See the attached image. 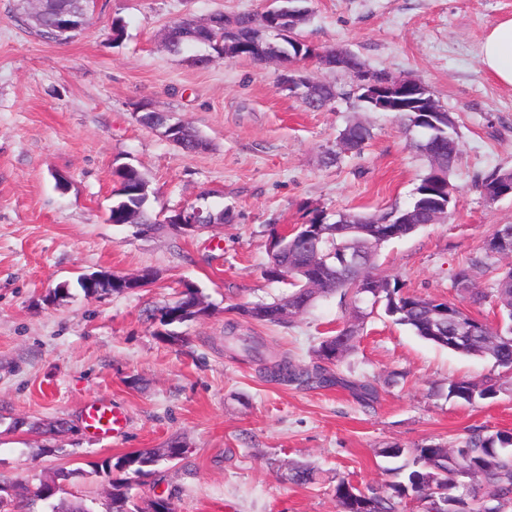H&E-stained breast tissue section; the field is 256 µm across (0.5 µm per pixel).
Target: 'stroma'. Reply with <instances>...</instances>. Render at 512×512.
<instances>
[{
	"label": "stroma",
	"mask_w": 512,
	"mask_h": 512,
	"mask_svg": "<svg viewBox=\"0 0 512 512\" xmlns=\"http://www.w3.org/2000/svg\"><path fill=\"white\" fill-rule=\"evenodd\" d=\"M267 0H96L91 26L54 42L37 35L19 0H0V480L34 484L74 471L65 497L104 502L109 485L93 469L102 459L175 439L185 453L131 490L140 506L172 496L177 512H336L333 488L392 482L380 448L451 445L472 429H512V371L486 358L436 347L369 317L360 343L337 368L368 381L376 399L342 387L306 390L264 380L224 336L228 324L262 337L309 366L324 333L347 317L338 297L319 300L283 326H260L235 312L286 290L268 281L270 228H290L323 213H372L412 203L425 161L391 112L356 99L308 110L278 83L273 62L213 58L198 45L168 50L175 22L214 13L262 10ZM300 35L318 49L342 48L368 68L420 80L457 120V206L379 252V274L404 291L457 300L456 268L479 256L490 233L512 224V198L488 201L478 177L512 169V87L479 65L494 24L512 16V0H311ZM126 34L113 43L109 27ZM196 128L205 149L187 154L160 131L139 124L141 105ZM358 118L373 137L358 156L324 163L346 123ZM141 170L155 191L152 208L191 203L226 211L231 222L185 236L163 227L140 234L110 224L112 171ZM69 181L55 187L56 175ZM154 269L149 287L96 298L79 274L132 275ZM71 282L70 298L47 294ZM194 283L208 315L161 336L148 311ZM490 377L496 399L465 405L449 380ZM121 410L119 436L85 426L86 408ZM64 422L49 434L45 424ZM313 467L314 484L288 479V465Z\"/></svg>",
	"instance_id": "1"
}]
</instances>
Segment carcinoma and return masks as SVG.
<instances>
[{"mask_svg":"<svg viewBox=\"0 0 512 512\" xmlns=\"http://www.w3.org/2000/svg\"><path fill=\"white\" fill-rule=\"evenodd\" d=\"M78 0H48L39 23L33 25L37 35L55 39L60 18L70 15L77 7ZM274 15L273 7L242 14L246 25L241 37L224 40V30L203 31L189 35L185 21L174 23L168 29L167 46L172 51L204 44L216 54L230 58L256 56L267 60H278L288 51L301 57V63L314 61L309 47L301 40H278L276 32L268 27L267 20ZM423 106L416 98L405 100L398 118L408 128H424L426 135L413 144L414 150L423 156L428 166L416 187L419 194L415 202L422 201V193L448 195L456 198V186L451 173L459 157L457 121L450 117L435 127L428 121ZM137 121L147 127H162L164 135L175 130L177 136L172 143L188 154L205 148L206 142L191 126L169 124L161 112L148 110L138 114ZM340 134L347 137L349 153L359 155L372 137L369 126L361 121L348 123ZM114 188L112 205L108 209L107 221L111 224H137L143 231L156 229L161 223H168L175 212L159 219L150 211L152 194L149 181L139 169L123 165L113 171ZM512 178V170L494 169L481 178V191L501 184ZM348 240L336 232V225L325 222L322 214H315L309 222L302 224L291 235L284 236L271 230V245L279 251L269 256L264 270L267 279L288 282L290 291L285 296L269 303H246L237 306L238 313L262 325H281L293 321V317L282 314V309L293 304L309 309L315 300L312 276L319 278V296L337 295L348 310L358 307L360 288L364 274L373 275L378 299L384 314L395 324L408 327L416 336L440 348H446L464 356H479L493 361L501 368L512 366V264L498 265L494 256L487 253L460 265L454 272L453 288L461 281L474 276V270L485 267L496 272L494 297L499 312V323L493 328L478 321L464 308V303H478L483 294L476 288L468 295L459 294L458 302H439V305L453 314V320L440 327L432 328L431 310L418 306L417 296L402 291L397 281L385 276L372 274L374 259L379 248H366L367 269L359 266L336 267V254ZM209 304L198 288L179 292L178 299L158 309L160 322L171 327L192 321L208 314ZM461 323L476 325V332L470 341L462 346L451 342V336ZM360 330L351 333L344 328L329 330L313 351L315 362L312 366H301L283 355L279 359H268V347L257 336H234V340L246 357L257 362L270 361L264 367V374L272 381L297 383L308 388L330 385L343 386L360 400L373 398L375 387L366 381L354 382L341 378L332 366L349 356L358 343ZM501 386L491 378H460L448 382V396L472 405L481 400L495 398ZM183 445L170 440L159 448H142L115 461L105 459L97 466L96 473L110 475L117 471L122 477L112 480V491L106 501L105 512H140L131 508L129 490L132 479L153 473L156 467L181 458ZM412 459L392 468L399 476L382 492L367 493L351 482L341 479L334 488L337 512H400L403 501L412 498L426 504L425 512H441L443 502L454 504L455 512H512V431L498 430L486 433L471 432L457 444L448 447L442 444L424 445L409 451L397 444L380 450L379 455L388 459H399L407 455ZM72 471L61 469L49 480H41L29 490L31 499L46 504L50 512H94L83 500L71 503H54L56 496L64 491L65 482ZM288 480L305 486L315 482V472L305 464L288 468ZM15 487L0 480V512H17Z\"/></svg>","mask_w":512,"mask_h":512,"instance_id":"carcinoma-1","label":"carcinoma"}]
</instances>
